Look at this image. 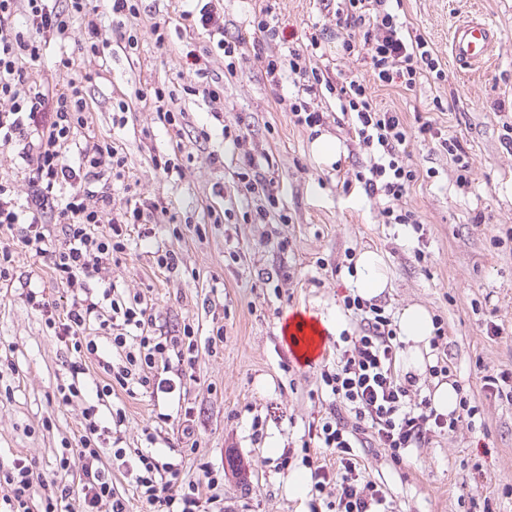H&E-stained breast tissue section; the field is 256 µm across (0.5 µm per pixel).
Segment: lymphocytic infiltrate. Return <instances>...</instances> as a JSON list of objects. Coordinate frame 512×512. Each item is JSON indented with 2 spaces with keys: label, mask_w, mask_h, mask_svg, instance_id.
I'll list each match as a JSON object with an SVG mask.
<instances>
[{
  "label": "lymphocytic infiltrate",
  "mask_w": 512,
  "mask_h": 512,
  "mask_svg": "<svg viewBox=\"0 0 512 512\" xmlns=\"http://www.w3.org/2000/svg\"><path fill=\"white\" fill-rule=\"evenodd\" d=\"M139 13V0H112L115 35L109 38L103 36L89 0H0V147L19 160L30 187L21 200L12 182L0 181V279L9 277L17 252L48 258L52 279L66 289L65 300L51 299L39 289L28 290L24 300L72 356L70 379L57 384L52 400L60 407L83 403L90 388L96 396L95 404L83 403L82 430L75 443L63 444L52 476L38 472L23 456L0 465V512H128L125 494L112 479L114 460L121 462L149 512H202L203 504L220 500L219 469L202 462L195 476H186L180 465L152 451L155 428L143 429L144 450L116 443L108 447L103 441L104 418L117 426L126 418L124 408L114 406L113 395L173 393L177 380L194 376L200 357L192 324L159 323L143 293H121L104 283L114 257L127 252L132 231L151 236L157 216L168 207L159 198L137 197L114 208L112 184L125 180L127 159L114 141L94 133L95 107L87 92L93 76L77 68L74 59L102 61L114 46L137 54L140 32L130 21ZM334 15L344 54L361 57L370 79L327 81L309 58L321 48L315 37L306 54L296 49L285 55L266 53V46L280 37L268 2L253 14L252 49L262 58L272 89L281 87L284 73L298 76L299 93L288 104L294 125L324 126L327 113L311 106L309 98L321 87L335 90L342 116L373 153L370 164L355 172L356 181L368 198L380 201L384 223L420 225L418 213L400 205L420 177L409 162L408 127L401 113L380 107L373 91H410L421 78L444 79L441 59L432 42L402 20L392 0H336ZM181 21L184 28L204 29L211 44L192 57L201 81L188 93L210 103L222 137L242 149L237 189L247 198L266 197L268 208L256 210L254 218L269 221L280 194L271 161L267 154L246 150L247 132L224 118L223 81L208 76L216 52L224 56L225 71L235 73L247 42L242 33L225 28L223 0H188ZM76 24L82 31L76 55L60 54L55 80H45L47 48L65 41ZM135 97L150 104L164 128L179 132L186 125L185 112L174 108V96L164 87L138 89ZM418 133L447 152L459 183L469 182L473 159L462 138L443 136L429 120L420 123ZM275 218L288 221L284 213ZM95 279L101 287H92ZM343 304L359 316L360 332L347 337L335 368L321 372L334 401L329 420L313 435L317 447L335 455L338 467L316 466L310 493L319 498L336 478L335 512H386L381 486L359 479L357 449L374 446L400 461L407 449L425 447L433 434L453 433L473 421L479 408L463 397L458 410L443 415L429 398L413 401L415 376L396 369L403 344L392 318L382 305L358 296H345ZM172 364L176 379L162 377ZM76 467L82 478L73 483L68 475Z\"/></svg>",
  "instance_id": "obj_1"
}]
</instances>
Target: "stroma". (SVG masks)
I'll use <instances>...</instances> for the list:
<instances>
[{
	"label": "stroma",
	"instance_id": "obj_1",
	"mask_svg": "<svg viewBox=\"0 0 512 512\" xmlns=\"http://www.w3.org/2000/svg\"><path fill=\"white\" fill-rule=\"evenodd\" d=\"M276 2L286 40L272 43L271 51L304 48L320 28L324 55L318 66L332 78H369L362 61L343 54L326 0ZM401 8L407 25L433 42L446 78L421 79L410 91L379 89L376 101L401 112L411 127L420 116L436 120L447 135L464 138L474 159L471 181L461 185L446 152L434 142L411 139V160L424 176L401 204L420 215L417 229L381 223L378 204L360 185L343 190L344 178L369 160L348 125L322 127V135L339 140L342 154L333 166L317 163L309 130L290 120L286 100L296 93L293 79L272 93L253 52H246L236 76L225 77L224 111L248 127V148L271 156L283 185L285 224L244 222L234 179L240 152L224 142L220 129L212 128L204 146L193 143L209 125V106L185 92L197 81L185 54L207 45L204 30L171 31L172 50L165 57L146 40L138 57L116 50L105 68L89 66L97 74L89 86L96 133L123 148L137 193L164 198L171 214L156 224L154 236L132 238L112 265V284L142 292L160 322L198 326L203 339L214 327L224 329L223 350L201 354L185 396L120 395L123 445L141 447L143 428L186 401L194 408L192 438L169 424L157 446L166 461L186 470L201 461L222 468L224 512H309L308 497L289 495L288 478L311 473L319 456L318 449L306 453L302 445L309 427L329 415L333 397L320 372L334 362L337 336L326 335L324 358L300 364L281 334V317L295 309L316 317L339 313L347 332L356 333L358 323L343 299L356 292L348 259L366 249L382 254L390 278L378 304L396 316L418 303L443 321L450 382L476 400L481 431L462 426L452 435L434 434L427 446L411 449L397 463L383 449H360L363 479L382 487L391 512H512V400L490 395L481 380L486 370H512V148L504 141L512 127V0H402ZM471 13L487 17L499 37L494 60L479 72L458 69L448 54L451 27ZM147 83L173 90L177 107L188 114L182 139L192 142V158L177 181L155 173L144 147L142 129L160 148L172 137L154 123L152 109L134 98ZM121 98L133 105L119 127L113 105ZM212 150L223 152V168L209 165ZM217 183L223 195L213 194ZM227 209L231 220L211 223L209 211ZM162 245L184 259L170 278L154 271L148 258ZM31 288L63 294L45 260L21 252L9 280H0V460L23 455L49 473L57 449L78 433L83 417L81 406L47 401L57 383L68 380L70 355L24 303L22 295ZM490 324L500 326L498 336L488 337ZM256 424L263 432L259 440L252 437ZM462 478L471 496L461 504Z\"/></svg>",
	"mask_w": 512,
	"mask_h": 512
}]
</instances>
